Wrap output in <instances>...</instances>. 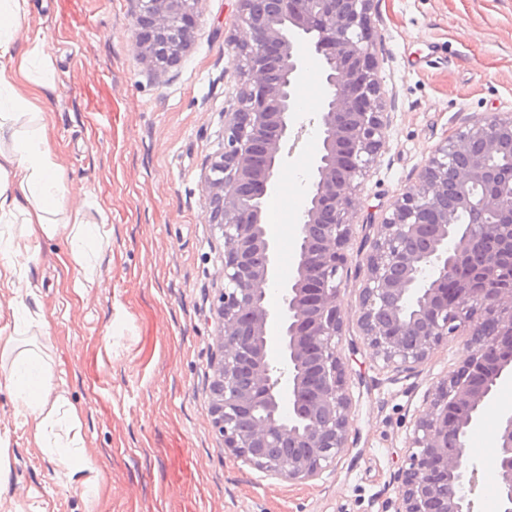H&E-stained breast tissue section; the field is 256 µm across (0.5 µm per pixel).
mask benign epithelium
<instances>
[{
    "mask_svg": "<svg viewBox=\"0 0 512 512\" xmlns=\"http://www.w3.org/2000/svg\"><path fill=\"white\" fill-rule=\"evenodd\" d=\"M202 0H137V42L156 72L179 63ZM230 46L244 87L224 113V147L205 174L209 223L224 238V289L212 304L221 340L210 413L224 448L266 475L308 482L347 448L352 399L336 350L337 300L355 234V180L384 147L385 104L372 0H237ZM327 96L301 215L293 275L272 308L275 242L263 211L295 122L307 59ZM512 115L472 123L435 148L377 225L365 258L358 325L397 371L424 364L448 337L471 353L414 417L395 512H477L480 464L467 437L499 386L512 381ZM281 327V355L267 326ZM288 389L291 411L283 415ZM491 466L500 512H512V409L501 414Z\"/></svg>",
    "mask_w": 512,
    "mask_h": 512,
    "instance_id": "1",
    "label": "benign epithelium"
}]
</instances>
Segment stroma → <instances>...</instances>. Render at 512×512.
<instances>
[{
    "label": "stroma",
    "mask_w": 512,
    "mask_h": 512,
    "mask_svg": "<svg viewBox=\"0 0 512 512\" xmlns=\"http://www.w3.org/2000/svg\"><path fill=\"white\" fill-rule=\"evenodd\" d=\"M29 2L30 24L54 37L48 122L68 193L110 236L100 258L107 289L73 291L59 238L43 241L30 272L50 319L54 378L83 409L101 490L89 505L80 487L58 480L1 392L9 458L0 512H395L414 416L471 346L452 336L413 372L386 368L357 324L362 260L373 224L439 144L475 120L512 113V0L373 2L387 123L383 149L358 180L337 301L336 349L353 399L349 446L305 483L268 477L225 452L210 414L219 346L210 308L224 286V240L208 221L203 175L243 83L228 44L237 0H203L189 50L162 74L140 54L133 0ZM324 97L319 66L308 62L295 95L305 130L274 177L280 281L294 268L306 201L288 174L310 169ZM496 425L486 418L467 438L482 465L478 512H499L488 469Z\"/></svg>",
    "instance_id": "obj_1"
}]
</instances>
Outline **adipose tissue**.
Listing matches in <instances>:
<instances>
[{
    "label": "adipose tissue",
    "mask_w": 512,
    "mask_h": 512,
    "mask_svg": "<svg viewBox=\"0 0 512 512\" xmlns=\"http://www.w3.org/2000/svg\"><path fill=\"white\" fill-rule=\"evenodd\" d=\"M28 14V0H0V284L18 297L11 332L0 340V390L55 475L91 500L100 492L99 472L85 445L82 410L54 381L50 322L41 306L28 303L36 295L29 271L42 240L60 237L75 271L74 290L105 287L96 262L108 233L69 202L46 119L55 88L53 36L30 30L27 49L14 50Z\"/></svg>",
    "instance_id": "1"
}]
</instances>
